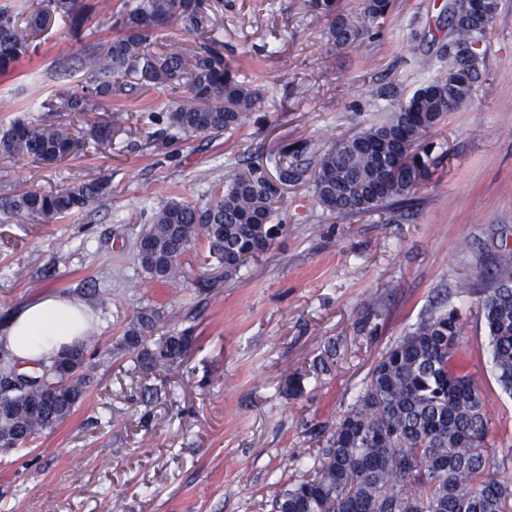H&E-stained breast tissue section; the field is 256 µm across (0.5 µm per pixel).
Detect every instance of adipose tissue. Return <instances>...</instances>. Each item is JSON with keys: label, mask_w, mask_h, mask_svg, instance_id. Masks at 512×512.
Listing matches in <instances>:
<instances>
[{"label": "adipose tissue", "mask_w": 512, "mask_h": 512, "mask_svg": "<svg viewBox=\"0 0 512 512\" xmlns=\"http://www.w3.org/2000/svg\"><path fill=\"white\" fill-rule=\"evenodd\" d=\"M89 302L50 294L13 313L0 326V343L21 370L51 364L63 351L96 332Z\"/></svg>", "instance_id": "obj_1"}]
</instances>
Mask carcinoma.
<instances>
[{"label": "carcinoma", "instance_id": "obj_1", "mask_svg": "<svg viewBox=\"0 0 512 512\" xmlns=\"http://www.w3.org/2000/svg\"><path fill=\"white\" fill-rule=\"evenodd\" d=\"M329 20L338 46L354 43L364 28L345 13L342 0H312ZM392 0H364V19L375 22ZM499 0L484 11L448 14L457 44H480ZM207 0H133L114 16L118 34L89 49L85 84L59 91L68 112H96L112 94L139 86H166L186 97L165 113L176 133H234L258 111L259 93L240 81L219 42L192 51L171 34L205 31ZM21 5L0 3V70L28 56L31 44L57 20L81 34L90 11L81 0H45L18 21ZM483 65L482 54L451 53L448 71L417 90L387 117L336 141L314 160L317 204L343 221L409 206V195L428 173L421 161L425 138L448 114L467 105ZM83 149L71 128L16 119L0 131V157L27 156L57 163ZM278 180L254 169L228 176L224 192L204 207L168 201L153 215L138 247L137 263L151 279L173 281L196 241L206 244L203 262L238 274L248 257L267 250L283 229L278 184L298 178L297 155L276 161ZM111 190L106 179L75 182L56 191L30 189L0 197V214L51 223L88 209ZM477 313L487 333V356L499 390L512 399V273L482 290ZM189 329L168 328L160 310L145 306L112 344L109 354L130 356L150 372L183 361ZM69 369L42 365L38 391L0 394V449H25L45 430L64 422L91 386L87 352L67 351ZM467 355L456 308L432 309L375 361L364 389L336 429L317 448L313 475L280 490L274 512H512V482L501 479L497 449L489 443L490 418L480 391L460 363Z\"/></svg>", "mask_w": 512, "mask_h": 512}]
</instances>
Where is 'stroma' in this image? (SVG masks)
Wrapping results in <instances>:
<instances>
[{"label":"stroma","instance_id":"stroma-1","mask_svg":"<svg viewBox=\"0 0 512 512\" xmlns=\"http://www.w3.org/2000/svg\"><path fill=\"white\" fill-rule=\"evenodd\" d=\"M87 2L82 39L56 23L36 54L0 72V125L63 123L86 142L61 163L0 160V195L111 183L92 208L49 224L0 215V320L49 294L92 303L100 320L80 407L27 449L0 451V512H273L277 492L312 465L296 452L335 430L380 353L443 299L459 311L465 370L486 399L496 446L512 447V400L488 369L476 309L485 272L512 264V0H500L471 102L428 136L429 176L412 209L340 222L316 204L305 175L282 188L284 230L237 276L201 267L191 252L166 284L137 266L152 213L173 199L205 205L231 171L256 161L276 176L279 158L295 151L311 162L382 120L446 69L448 0H394L348 46L333 43L309 0H209L210 36L259 90L261 109L237 132L172 144L156 120L174 98L165 87L115 96L95 112L44 109L88 77L61 74V62L114 35L123 0ZM105 125L110 142L94 143ZM148 305L192 336L183 362L150 373L110 353ZM364 317L373 335L358 333ZM331 341V372L310 374ZM302 372L303 393L287 395V378ZM147 387L157 396L143 397Z\"/></svg>","mask_w":512,"mask_h":512}]
</instances>
